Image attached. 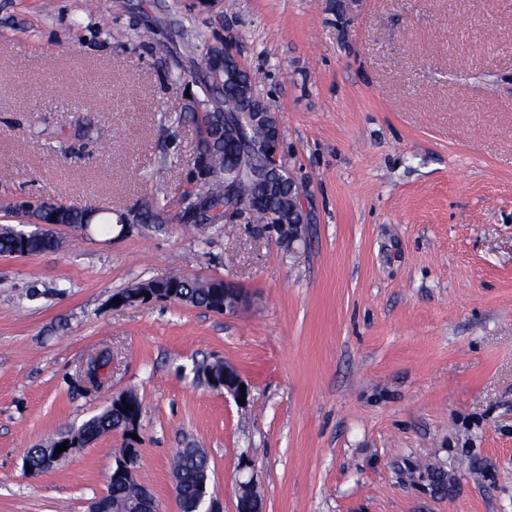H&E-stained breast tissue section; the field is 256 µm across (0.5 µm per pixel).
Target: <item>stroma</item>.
Returning <instances> with one entry per match:
<instances>
[{"label":"stroma","instance_id":"stroma-1","mask_svg":"<svg viewBox=\"0 0 512 512\" xmlns=\"http://www.w3.org/2000/svg\"><path fill=\"white\" fill-rule=\"evenodd\" d=\"M96 2L0 0V203L167 221L0 256V512H91L131 447L161 512H181L180 448L205 450L221 512L247 480L265 512H512V0ZM225 40L306 189L299 253L244 218L179 220L197 134L178 116ZM174 269L250 303L113 305ZM215 361L247 404L195 379ZM127 390L137 438L28 473ZM224 370V378L223 380H214L210 379L209 381H205L206 385L212 391L219 392L221 394L224 393V396L229 395L233 397L236 401L238 398H241V384H245V401L249 398V387L247 383L242 379L237 369L233 366L223 363V362H215L212 364H201L198 365L195 372L196 376L200 379L201 373L205 374L207 371H211L214 374L220 373Z\"/></svg>","mask_w":512,"mask_h":512}]
</instances>
